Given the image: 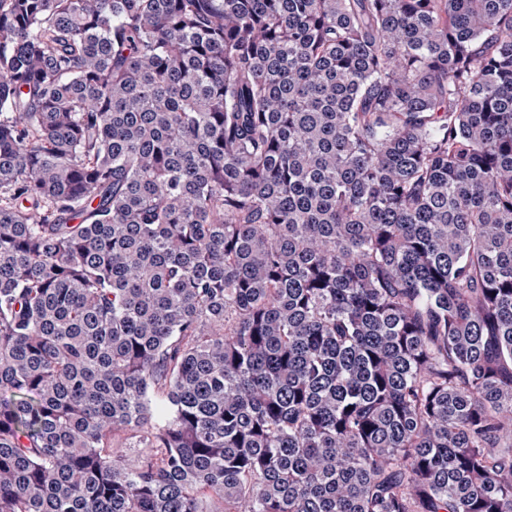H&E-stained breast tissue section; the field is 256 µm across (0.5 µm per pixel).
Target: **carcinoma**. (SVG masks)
<instances>
[{"label": "carcinoma", "instance_id": "obj_1", "mask_svg": "<svg viewBox=\"0 0 512 512\" xmlns=\"http://www.w3.org/2000/svg\"><path fill=\"white\" fill-rule=\"evenodd\" d=\"M0 512H512V0H0Z\"/></svg>", "mask_w": 512, "mask_h": 512}]
</instances>
